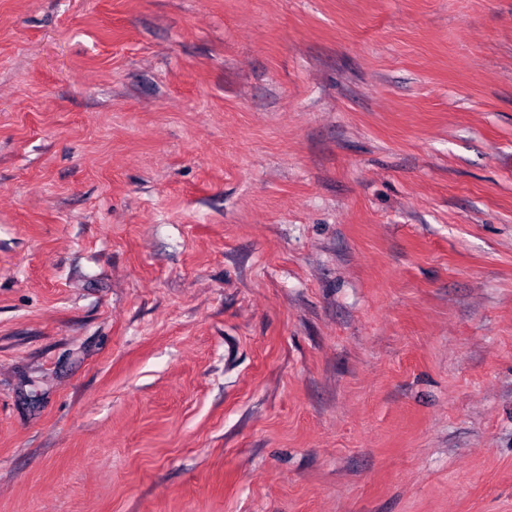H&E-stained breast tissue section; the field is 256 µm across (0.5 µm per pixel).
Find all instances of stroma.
<instances>
[{"instance_id":"35a3bbf8","label":"stroma","mask_w":512,"mask_h":512,"mask_svg":"<svg viewBox=\"0 0 512 512\" xmlns=\"http://www.w3.org/2000/svg\"><path fill=\"white\" fill-rule=\"evenodd\" d=\"M0 512H512V0H0Z\"/></svg>"}]
</instances>
